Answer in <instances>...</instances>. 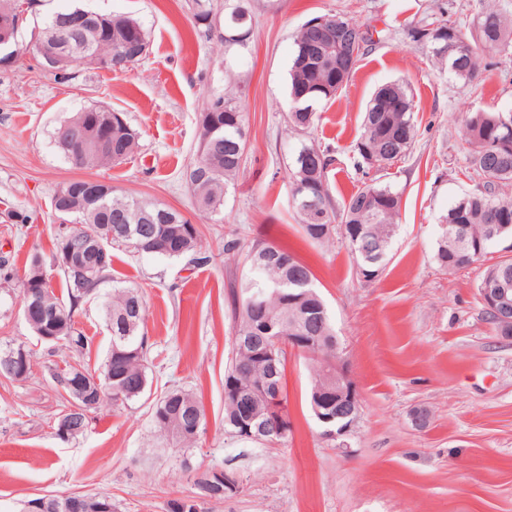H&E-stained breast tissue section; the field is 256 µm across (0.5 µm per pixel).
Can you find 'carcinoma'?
Listing matches in <instances>:
<instances>
[{
	"instance_id": "obj_1",
	"label": "carcinoma",
	"mask_w": 512,
	"mask_h": 512,
	"mask_svg": "<svg viewBox=\"0 0 512 512\" xmlns=\"http://www.w3.org/2000/svg\"><path fill=\"white\" fill-rule=\"evenodd\" d=\"M482 8L474 20L464 27L458 21L438 19L431 23L421 21L410 28L413 41L431 50L435 62L448 69L455 77L471 83L481 67L482 55L498 53L512 56V14H507L488 0H481ZM190 9L197 26L212 31L208 18L213 15L210 0H191ZM84 16L86 20L72 30L66 41L67 51L76 59L87 53L102 57L125 54L127 69L147 54L149 37L144 27L134 18L122 14H99L81 7H68L47 16L35 27L34 37L40 39L53 33L58 16ZM333 18L343 23L360 42L358 56L370 46L371 37L352 20L340 14ZM252 18L239 4H231L224 15V25L231 33L249 31ZM312 35L300 28L294 39V53L289 69V96L292 107L287 116L286 131L307 133L317 120L313 104L332 100L352 77L358 61L351 62L350 72L336 78L320 57L309 52ZM116 111L111 107L93 104L52 132V141L66 161L77 165L62 137L67 128L78 125L88 117L106 118ZM245 123L241 106L221 95L207 99L200 115L201 133L197 158L186 168L185 180L192 192L198 211L216 212L224 201L226 190L237 183L244 172L236 151L238 124ZM512 111H478L470 113L464 122L463 136L469 150L464 170L470 177H482L490 171V179L476 191L458 198L448 208L442 232L437 242L435 260L445 272L458 271L484 260L490 250L512 239V196L496 192V187L512 184ZM416 138L413 97L404 82H394L379 88L369 100L363 113L361 130L354 150L369 167L386 171L409 153ZM139 135L127 119L112 126V149L89 142L85 168L120 164L131 158L138 148ZM331 159L327 152L314 144L301 143L294 155L291 176V195L300 192V186L313 183V189L323 202L324 218L316 223L303 211H298L304 236L317 243L328 241L336 232V225L345 227L344 236L357 267L365 270L363 278L371 280L367 271L382 272L389 262L392 242L396 234L401 195L390 183L375 179L351 194L342 206L335 205L326 181ZM89 191L88 181L72 180L62 184L54 193L51 205L59 211L65 194L71 199ZM79 226L58 235L50 262H57L67 238H90L106 249V261L93 272L90 279H80L60 269L67 299L58 297L51 284L42 280L45 262L42 257L31 258L22 290L42 289V303L56 308L60 318L56 324L57 341L54 345L74 352L88 347V337L75 327L74 315L94 291L112 277V246L123 245L139 255L180 258L200 250L198 231L185 237L183 230L191 224L181 212L155 203L128 198L114 191L100 194L93 205L75 213ZM462 227L469 245L467 252H457L451 230ZM121 227L125 235L109 236V231ZM249 275L239 287L231 289L234 314L233 357L224 374V380L237 377L241 370L251 369L241 381L250 387L261 383L284 391L285 347L296 328L305 330L314 343L300 350L313 363V381L309 399L315 392L330 385L336 374L337 336L319 293L299 301H287L284 285L294 288L300 282L313 281L310 269L288 250L273 243L257 241L247 251ZM505 276L512 282V258L503 259L487 267L484 278ZM107 328L112 330L111 347L101 373L82 366L85 374L98 381L103 399L115 405H125L139 398L147 387L148 339L140 333L146 307L142 296L133 288L114 287L104 302ZM266 315L277 323V335L261 336L257 318ZM276 347L280 360L277 369L269 368L256 352ZM240 401L233 394H224V428L241 436L238 427ZM361 404L331 406L335 424L340 427L350 416L360 413ZM204 416L200 400L183 389H173L161 397L153 408V424L163 436L181 447L196 443L193 434L176 432L175 419L189 421L192 415Z\"/></svg>"
}]
</instances>
